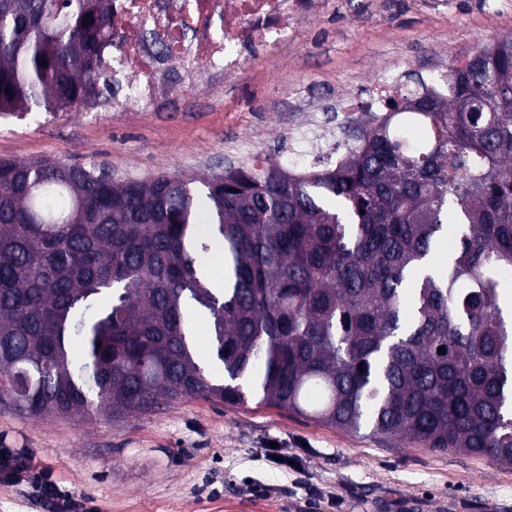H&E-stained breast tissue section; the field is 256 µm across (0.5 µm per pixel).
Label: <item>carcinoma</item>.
Listing matches in <instances>:
<instances>
[{"mask_svg": "<svg viewBox=\"0 0 512 512\" xmlns=\"http://www.w3.org/2000/svg\"><path fill=\"white\" fill-rule=\"evenodd\" d=\"M113 46L112 0H0V115L112 93ZM408 110L414 151L395 133ZM198 182L0 159L1 392L85 420L253 400L512 465V37L446 95L401 85L333 169L266 156ZM450 210L464 228L435 266Z\"/></svg>", "mask_w": 512, "mask_h": 512, "instance_id": "carcinoma-1", "label": "carcinoma"}]
</instances>
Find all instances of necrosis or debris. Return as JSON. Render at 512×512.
<instances>
[{"label": "necrosis or debris", "instance_id": "1", "mask_svg": "<svg viewBox=\"0 0 512 512\" xmlns=\"http://www.w3.org/2000/svg\"><path fill=\"white\" fill-rule=\"evenodd\" d=\"M325 6V0H112V30L120 48L112 55L118 79L113 108L131 109L167 97L169 71L192 91L205 89L203 73H243L245 62L286 49ZM397 72L348 91L344 124L353 112H388Z\"/></svg>", "mask_w": 512, "mask_h": 512}]
</instances>
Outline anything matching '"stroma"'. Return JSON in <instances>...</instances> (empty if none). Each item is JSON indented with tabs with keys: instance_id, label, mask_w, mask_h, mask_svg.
I'll return each instance as SVG.
<instances>
[{
	"instance_id": "1",
	"label": "stroma",
	"mask_w": 512,
	"mask_h": 512,
	"mask_svg": "<svg viewBox=\"0 0 512 512\" xmlns=\"http://www.w3.org/2000/svg\"><path fill=\"white\" fill-rule=\"evenodd\" d=\"M512 36V0H336L288 49L262 58L225 92L174 86L172 106L145 112L50 115L0 126V158L57 160L116 180L223 174L273 156L311 123L294 93L336 94L385 71L429 76L458 54ZM295 465L270 458L272 447ZM0 448L50 471L99 512H512V465L455 450L394 445L256 405L186 397L115 421L37 419L0 395Z\"/></svg>"
}]
</instances>
